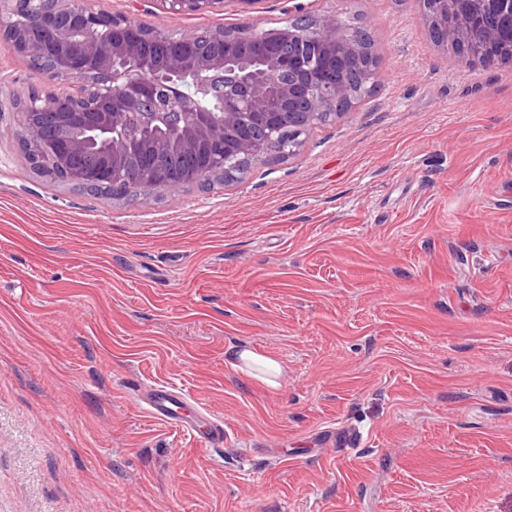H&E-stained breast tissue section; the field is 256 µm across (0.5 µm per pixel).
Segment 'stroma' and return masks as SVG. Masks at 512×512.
<instances>
[{
	"mask_svg": "<svg viewBox=\"0 0 512 512\" xmlns=\"http://www.w3.org/2000/svg\"><path fill=\"white\" fill-rule=\"evenodd\" d=\"M85 2L174 35L332 13L381 80L280 162L116 200L25 160L11 103L58 81L0 44V512H512V65L437 46L419 0ZM151 2L171 14H202L224 6L223 0H151ZM227 355L247 377L259 381L269 389L280 388V377L283 368L276 357L261 354L251 349L240 350L239 348H231ZM138 401L156 420L181 427L189 434L205 439L211 448L224 447V423L203 416L193 400L177 388L156 385L147 393L137 394ZM192 410L191 413H186ZM206 426L200 430V424Z\"/></svg>",
	"mask_w": 512,
	"mask_h": 512,
	"instance_id": "35a3bbf8",
	"label": "stroma"
}]
</instances>
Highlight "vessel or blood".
<instances>
[{"label": "vessel or blood", "instance_id": "vessel-or-blood-1", "mask_svg": "<svg viewBox=\"0 0 512 512\" xmlns=\"http://www.w3.org/2000/svg\"><path fill=\"white\" fill-rule=\"evenodd\" d=\"M138 400L154 419L181 427L191 435L202 436L209 447H223V422L203 416L193 400L177 388L157 385L149 392L139 394Z\"/></svg>", "mask_w": 512, "mask_h": 512}]
</instances>
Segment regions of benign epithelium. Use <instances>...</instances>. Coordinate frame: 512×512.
Returning <instances> with one entry per match:
<instances>
[{"label": "benign epithelium", "instance_id": "obj_1", "mask_svg": "<svg viewBox=\"0 0 512 512\" xmlns=\"http://www.w3.org/2000/svg\"><path fill=\"white\" fill-rule=\"evenodd\" d=\"M171 14H202L222 5L224 0H151ZM18 11H36L35 25L3 37L15 54L40 57L52 70L66 75L78 86L86 85L91 73L105 81L97 86L98 107L93 120L84 125L82 140L67 141L58 148L64 154L78 147L105 144L113 128L115 112L128 113L136 126L163 121L170 112L191 117L218 112L217 130H239L254 121L271 130L289 121L299 108L311 115L338 110L356 92L347 82L351 71H362L366 80L379 81L380 72L367 62L354 36L339 26L336 16L325 14L312 25L291 22L279 28L257 30L249 24L235 29V38L222 56H170L159 71L147 75L127 67L141 51V27L126 18L102 16L88 11L76 0H9ZM448 7V20L438 32V45L449 44L465 50L464 35L476 34L498 53V60L512 62V0H421L427 26L438 23L437 5ZM284 69L290 74L275 96L263 85L262 74ZM234 75L236 94L218 89L223 74ZM186 82L195 84L206 97H194L180 90ZM79 99L59 91L53 96L37 94L28 99L37 111L65 110L70 120L83 115Z\"/></svg>", "mask_w": 512, "mask_h": 512}]
</instances>
